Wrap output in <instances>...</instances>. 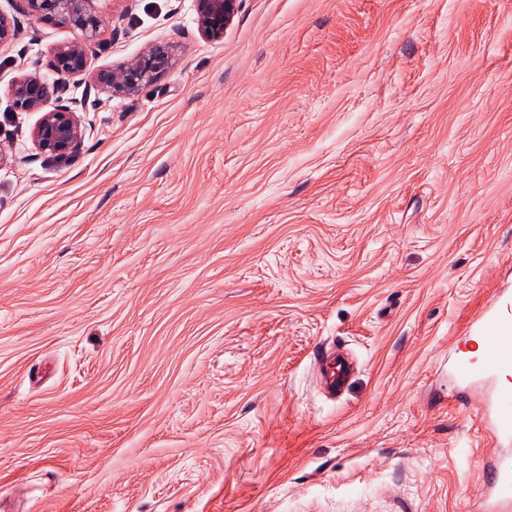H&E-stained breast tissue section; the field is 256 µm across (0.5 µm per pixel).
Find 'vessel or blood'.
<instances>
[{
  "label": "vessel or blood",
  "mask_w": 512,
  "mask_h": 512,
  "mask_svg": "<svg viewBox=\"0 0 512 512\" xmlns=\"http://www.w3.org/2000/svg\"><path fill=\"white\" fill-rule=\"evenodd\" d=\"M469 329L480 353L459 352L452 377L461 386L491 385L478 411L491 447L498 450L487 469L485 495L493 500L492 512H512V456L504 452L512 444V290L499 289L486 310L470 321ZM314 363L328 365L327 392L331 395L344 388L353 370L347 356L322 349L315 352Z\"/></svg>",
  "instance_id": "b4317fda"
}]
</instances>
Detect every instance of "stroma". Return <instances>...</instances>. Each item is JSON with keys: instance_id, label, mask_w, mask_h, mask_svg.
Instances as JSON below:
<instances>
[{"instance_id": "obj_1", "label": "stroma", "mask_w": 512, "mask_h": 512, "mask_svg": "<svg viewBox=\"0 0 512 512\" xmlns=\"http://www.w3.org/2000/svg\"><path fill=\"white\" fill-rule=\"evenodd\" d=\"M98 8L55 156L9 90L74 33L0 0V512H481L487 388L443 362L512 289V0ZM200 32L211 39H219L231 24L238 0H195ZM172 59V46L154 43L118 68L100 72L96 82L112 95H135L166 71L172 64ZM314 364L321 366L327 363L333 366L327 367L329 378L327 381V393L334 396L336 392L341 391L346 385L353 370L352 362L344 354H336L335 351L318 350L314 353Z\"/></svg>"}]
</instances>
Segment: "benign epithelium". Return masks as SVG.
I'll return each mask as SVG.
<instances>
[{
  "label": "benign epithelium",
  "mask_w": 512,
  "mask_h": 512,
  "mask_svg": "<svg viewBox=\"0 0 512 512\" xmlns=\"http://www.w3.org/2000/svg\"><path fill=\"white\" fill-rule=\"evenodd\" d=\"M25 11L43 20H54L72 29L76 37L58 46L50 62L51 71L63 78L81 76L87 67V49L104 31L106 20L97 14L95 0H23ZM200 32L219 39L231 24L238 0H195ZM173 48L154 43L127 63L102 71L97 84L114 95L131 96L154 82L172 64ZM14 110L39 112L41 118L32 131L38 148L64 155L74 149L83 135L81 120L68 108L51 103L50 84L39 75H24L11 85Z\"/></svg>",
  "instance_id": "1"
}]
</instances>
